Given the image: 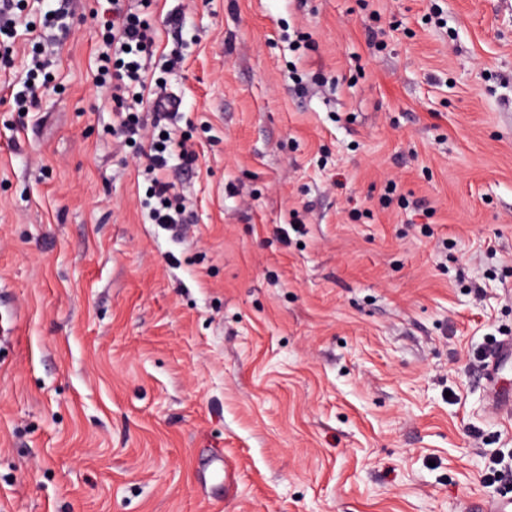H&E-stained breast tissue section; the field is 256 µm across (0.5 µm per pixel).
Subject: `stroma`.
I'll use <instances>...</instances> for the list:
<instances>
[{
    "mask_svg": "<svg viewBox=\"0 0 512 512\" xmlns=\"http://www.w3.org/2000/svg\"><path fill=\"white\" fill-rule=\"evenodd\" d=\"M98 7L26 0L0 62V512H469L512 488L477 381L512 336V0H151L149 75L199 153L165 172L173 230L96 84ZM148 192H151V195L147 193L148 199L154 200L153 205L148 203L154 224H184L181 216L186 207L178 200L172 183L156 176L152 178Z\"/></svg>",
    "mask_w": 512,
    "mask_h": 512,
    "instance_id": "35a3bbf8",
    "label": "stroma"
}]
</instances>
